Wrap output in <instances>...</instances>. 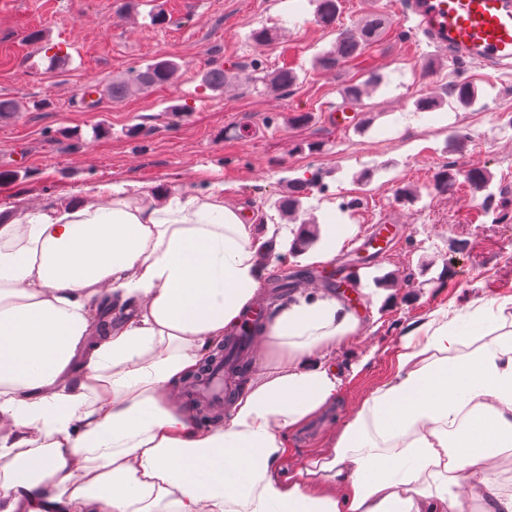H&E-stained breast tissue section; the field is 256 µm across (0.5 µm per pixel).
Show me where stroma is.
Returning a JSON list of instances; mask_svg holds the SVG:
<instances>
[{"label":"stroma","instance_id":"obj_1","mask_svg":"<svg viewBox=\"0 0 512 512\" xmlns=\"http://www.w3.org/2000/svg\"><path fill=\"white\" fill-rule=\"evenodd\" d=\"M398 2L342 0L335 28L324 29L311 0H143L133 12L122 9V0H0V99L19 106L0 121V205L65 203L112 182L190 191L207 180L233 185V202L277 224L274 203L288 179L319 170L323 185L311 189L300 217L322 222L336 212L352 224L334 265H352L371 225L394 227L385 253L353 281L366 335L336 355L340 367L363 357L368 364L346 379L335 403L293 434L278 463L283 476L330 452L336 429L394 377L405 328L440 307L512 296V220L494 222L482 195L465 185L448 192L434 187L436 173L451 161L462 170L487 168L494 187L512 198V69L490 76L476 65L453 64L405 33ZM158 9L167 21L154 26L148 14ZM373 12L392 23L372 49L382 81L355 106L343 88L366 81V74L320 72L312 60L332 47L339 30ZM279 25L285 32L277 42L260 45L250 37ZM35 29L41 42L28 39ZM53 52L63 64L50 66ZM160 57L179 63L174 84L86 108L84 85L108 87ZM430 59L438 62L432 71L425 67ZM286 60L298 82L277 93L265 89L259 76ZM215 65L232 76L229 88L203 86V74ZM456 80L479 87L473 107L449 98L433 111L416 110L420 97L443 93ZM176 104L183 113H173ZM298 113L309 114V122L291 124ZM365 169L373 173L367 184L358 179ZM405 184L419 189L416 203L397 201ZM355 198L360 205L352 215L340 214ZM320 269L304 255L274 267L259 296L264 308L279 303L277 287L285 281L298 291H328L316 276ZM383 276L390 282L382 286Z\"/></svg>","mask_w":512,"mask_h":512}]
</instances>
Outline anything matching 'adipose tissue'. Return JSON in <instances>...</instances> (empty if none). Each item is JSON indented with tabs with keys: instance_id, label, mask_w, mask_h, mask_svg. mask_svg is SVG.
Listing matches in <instances>:
<instances>
[{
	"instance_id": "obj_1",
	"label": "adipose tissue",
	"mask_w": 512,
	"mask_h": 512,
	"mask_svg": "<svg viewBox=\"0 0 512 512\" xmlns=\"http://www.w3.org/2000/svg\"><path fill=\"white\" fill-rule=\"evenodd\" d=\"M231 195L109 183L0 216V512H512V297L406 330L394 378L298 476L276 474L288 437L366 330L335 295L273 306L252 378L197 424L174 388L238 330L271 269L259 237L279 233ZM104 297L112 327L71 382Z\"/></svg>"
}]
</instances>
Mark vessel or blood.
I'll use <instances>...</instances> for the list:
<instances>
[{
    "mask_svg": "<svg viewBox=\"0 0 512 512\" xmlns=\"http://www.w3.org/2000/svg\"><path fill=\"white\" fill-rule=\"evenodd\" d=\"M402 17L455 61L480 64L493 74L512 67V0H406ZM207 376L195 396L222 402L223 360H216Z\"/></svg>",
    "mask_w": 512,
    "mask_h": 512,
    "instance_id": "vessel-or-blood-1",
    "label": "vessel or blood"
}]
</instances>
